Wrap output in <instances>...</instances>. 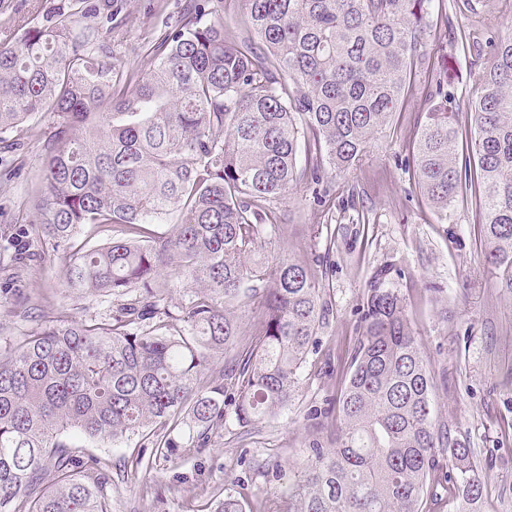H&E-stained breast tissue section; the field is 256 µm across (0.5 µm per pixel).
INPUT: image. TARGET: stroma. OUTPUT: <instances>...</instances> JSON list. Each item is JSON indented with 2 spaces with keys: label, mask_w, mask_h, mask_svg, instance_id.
<instances>
[{
  "label": "stroma",
  "mask_w": 512,
  "mask_h": 512,
  "mask_svg": "<svg viewBox=\"0 0 512 512\" xmlns=\"http://www.w3.org/2000/svg\"><path fill=\"white\" fill-rule=\"evenodd\" d=\"M89 2V23L111 38L115 59L131 66L149 37L177 23L185 0H112V21L95 11L98 0ZM68 3L40 0L32 10L26 0H0V42L12 37L15 15L33 12L35 25L43 26ZM466 22L448 0H435L422 47L426 56L449 59L455 80L448 91L465 128L470 125L467 102L478 94L484 68L472 50L450 38ZM423 109V99L414 98L393 132L372 142L356 169L337 175L326 205L317 203L315 187L306 181L278 203L287 227L263 243L260 257H321L332 302L329 322L317 332L316 350L308 356L285 413L249 430L225 415L204 446L177 458L134 439L115 445L72 435L84 459H96L111 472L112 512H201L228 488L254 506L281 502L304 477L310 441L326 448L334 441L337 420L327 412V403L349 373L359 312L372 276L382 267L389 268L388 283L405 298L435 372L436 420L475 450L486 479L481 512H512V294L501 286L502 271L483 259L472 192L459 197L444 224L415 184L408 144ZM53 123V115H36L21 151L0 149L1 237L33 219L25 199L31 179L44 165ZM362 211L373 219L365 236L355 225ZM62 265L55 257L35 256L18 280L0 260L1 352L59 314L85 319L107 310L109 298L65 288ZM139 453L151 459V468L132 466Z\"/></svg>",
  "instance_id": "stroma-1"
}]
</instances>
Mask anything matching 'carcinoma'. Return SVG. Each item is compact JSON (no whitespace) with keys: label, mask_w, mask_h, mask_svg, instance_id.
<instances>
[{"label":"carcinoma","mask_w":512,"mask_h":512,"mask_svg":"<svg viewBox=\"0 0 512 512\" xmlns=\"http://www.w3.org/2000/svg\"><path fill=\"white\" fill-rule=\"evenodd\" d=\"M243 2L240 35L196 4L135 68L81 10L0 44V134L57 117L28 198L35 223L4 251L21 266L23 243L37 241L65 262L68 288L112 299L103 315L55 317L0 353V512H112L110 474L82 467L69 432L138 437L174 456L184 427L205 440L228 404L243 428L288 409L330 310L315 268L255 253L285 228L276 201L305 179L328 196L333 174L391 131L414 95L434 0ZM462 4L461 41L490 56L470 129L443 62L427 64L410 163L443 221L474 190L485 261L512 292V38L489 34L486 0ZM170 215V232L150 229ZM88 225L112 237L76 247ZM175 278L188 290L178 306ZM386 278L367 289L335 445L312 443L303 481L257 512H424L440 488L455 512H478L474 449L435 423V374ZM246 506L228 493L212 512Z\"/></svg>","instance_id":"obj_1"}]
</instances>
